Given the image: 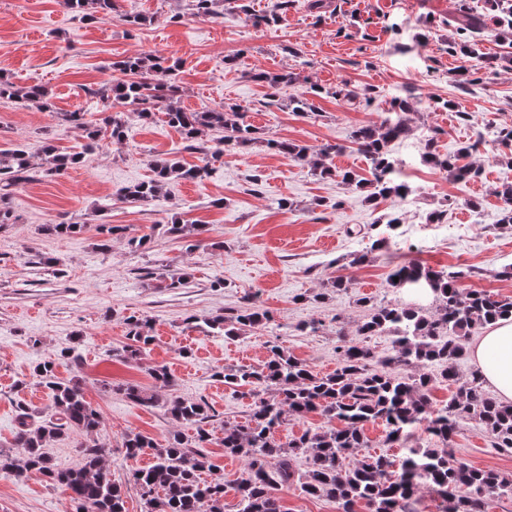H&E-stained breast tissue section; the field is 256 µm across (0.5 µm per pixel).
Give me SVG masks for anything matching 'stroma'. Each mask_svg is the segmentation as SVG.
Returning a JSON list of instances; mask_svg holds the SVG:
<instances>
[{"mask_svg":"<svg viewBox=\"0 0 512 512\" xmlns=\"http://www.w3.org/2000/svg\"><path fill=\"white\" fill-rule=\"evenodd\" d=\"M458 3L331 0L314 13L308 0H294L278 22L257 25L252 14L264 13L270 0H248L246 13L236 0H226L217 20L193 15L187 0H118V16L97 22L75 16L60 0H0V72L16 85L42 84L53 94L48 110L0 99V150L49 138L61 151H80L81 131L59 124L58 113L84 111L96 119L116 112V105L89 96L88 88L114 76V62L148 54L172 64L181 108L236 106L263 136L250 148L224 152L207 176L171 182L156 200L140 204L120 191L149 179L152 161L174 158L190 167L199 158L163 115L150 121L132 115L123 141L107 143L63 174L14 187L11 206L19 220L0 228V448L23 458V449L12 445L19 411L36 423L50 417L51 393L32 371L54 361L57 376L78 381L101 414L92 440L108 450L106 465L124 492L127 512H144L130 476L154 458L147 450L127 455L125 438L139 433L160 441L176 430L194 436V426L172 421L162 403L172 397L203 401L214 435L202 450L210 465L203 476L223 480L224 502L233 512L247 463L225 451L222 426L246 421L253 398L225 385L223 373L263 364L270 340L314 373H333L341 338L354 337L369 316L362 297L434 312L432 294L390 284L391 272L412 262L466 271L464 289L512 295V280L499 275L512 264V226L500 223L503 202L496 194L512 168L503 160L504 147L487 136L512 125V69L485 75L479 85H459V67L477 72L482 63L448 54V21ZM125 13L147 22L127 25ZM259 71L292 72L298 79L272 92L252 80ZM314 84L357 98L328 93L317 99L316 112H292L290 100ZM398 97L409 101V111H392ZM443 100L453 101L455 111L437 109ZM385 121L409 128L391 153L401 180L416 194L376 206L339 179L320 178L308 162L265 145L269 139L314 150L339 144L343 151L332 164L364 175L369 162L349 134ZM429 140L439 155L480 141L470 160L482 167L481 179L458 181L425 163ZM392 210L403 215L399 234L388 247L372 250L354 229ZM434 212L441 213L440 223H430ZM63 220L81 223V231L43 232V225ZM175 220L202 225L203 232L173 236L167 226ZM103 224L112 226V235L100 233ZM140 237L146 245L131 247L130 239ZM363 252L368 262L354 264ZM162 273L185 274V286L158 287ZM339 275L351 279V288H330ZM248 296L266 311L265 325L230 336L210 328L213 317L231 314ZM131 315L143 319L152 341L140 360L125 363L112 351L127 344ZM311 320L320 324L317 333L301 329ZM159 368L167 380L156 378ZM128 383L157 396L158 405L132 403L121 390ZM363 432L369 453L345 454V467L368 454L398 463L441 446L474 467L512 477V451L493 448L471 418L460 419L445 443L420 429L390 443L378 421L365 423ZM92 440L72 433L49 441L46 451L58 467L75 468L83 462L82 446ZM73 510L68 492L42 476L0 474V512Z\"/></svg>","mask_w":512,"mask_h":512,"instance_id":"35a3bbf8","label":"stroma"}]
</instances>
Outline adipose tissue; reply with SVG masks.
Returning a JSON list of instances; mask_svg holds the SVG:
<instances>
[{
    "instance_id": "obj_1",
    "label": "adipose tissue",
    "mask_w": 512,
    "mask_h": 512,
    "mask_svg": "<svg viewBox=\"0 0 512 512\" xmlns=\"http://www.w3.org/2000/svg\"><path fill=\"white\" fill-rule=\"evenodd\" d=\"M470 355L503 403L512 402V318L489 325Z\"/></svg>"
}]
</instances>
